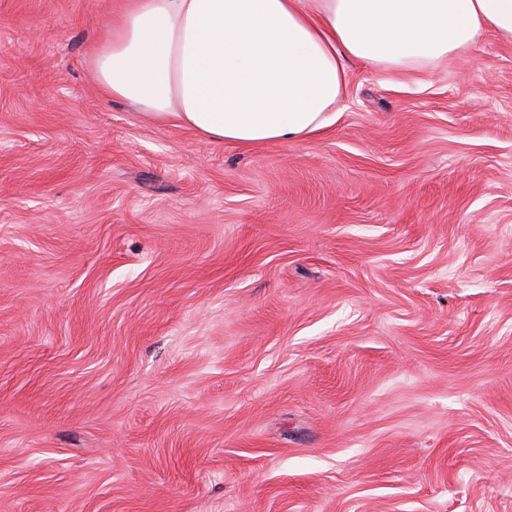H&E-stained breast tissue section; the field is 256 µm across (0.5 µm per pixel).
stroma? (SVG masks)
I'll return each mask as SVG.
<instances>
[{
	"label": "stroma",
	"instance_id": "1",
	"mask_svg": "<svg viewBox=\"0 0 512 512\" xmlns=\"http://www.w3.org/2000/svg\"><path fill=\"white\" fill-rule=\"evenodd\" d=\"M117 5L0 0V512H512V44L246 149L103 94Z\"/></svg>",
	"mask_w": 512,
	"mask_h": 512
}]
</instances>
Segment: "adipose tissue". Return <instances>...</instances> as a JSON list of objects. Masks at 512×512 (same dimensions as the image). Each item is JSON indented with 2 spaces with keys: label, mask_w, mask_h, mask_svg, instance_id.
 <instances>
[{
  "label": "adipose tissue",
  "mask_w": 512,
  "mask_h": 512,
  "mask_svg": "<svg viewBox=\"0 0 512 512\" xmlns=\"http://www.w3.org/2000/svg\"><path fill=\"white\" fill-rule=\"evenodd\" d=\"M96 57L112 98L208 143L293 142L327 127L346 62L420 71L492 32L512 0H124Z\"/></svg>",
  "instance_id": "1"
}]
</instances>
